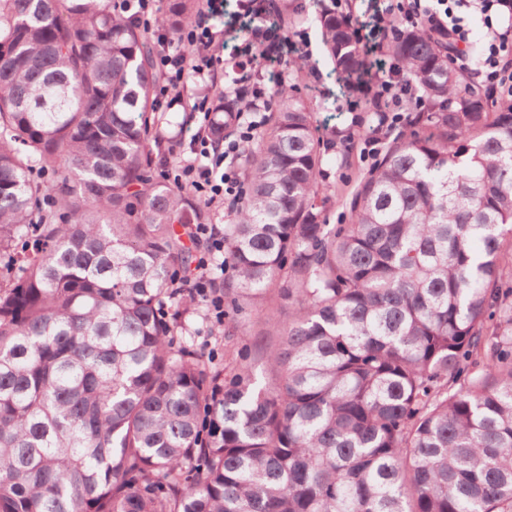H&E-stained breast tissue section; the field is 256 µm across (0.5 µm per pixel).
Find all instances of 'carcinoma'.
Instances as JSON below:
<instances>
[{"mask_svg": "<svg viewBox=\"0 0 512 512\" xmlns=\"http://www.w3.org/2000/svg\"><path fill=\"white\" fill-rule=\"evenodd\" d=\"M318 21L365 79L350 17ZM390 51L428 111L350 223L295 88L244 146L224 298L298 309L262 384L176 341L201 213L156 175L150 40L109 0H0V512H512V102L421 30Z\"/></svg>", "mask_w": 512, "mask_h": 512, "instance_id": "1", "label": "carcinoma"}]
</instances>
